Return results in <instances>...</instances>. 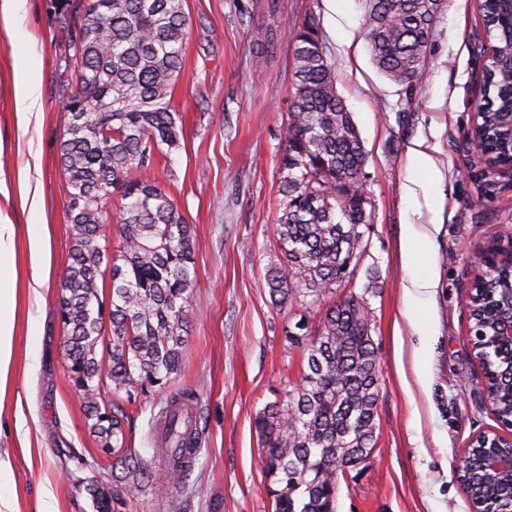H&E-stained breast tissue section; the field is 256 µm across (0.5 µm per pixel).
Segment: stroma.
Returning a JSON list of instances; mask_svg holds the SVG:
<instances>
[{"instance_id": "stroma-1", "label": "stroma", "mask_w": 512, "mask_h": 512, "mask_svg": "<svg viewBox=\"0 0 512 512\" xmlns=\"http://www.w3.org/2000/svg\"><path fill=\"white\" fill-rule=\"evenodd\" d=\"M190 18L185 64L172 94L183 116L180 146L139 179L175 201L194 230L197 282L186 324L182 370L129 407L132 446L151 460V476L132 486L113 480L60 348L57 289L68 264V188L59 145L75 60L73 17L55 0H26L0 16V213L18 226L43 225L52 274L41 304L30 294L26 235L18 233L12 276L18 319L7 393L0 401V448L9 449L19 512H36L51 489L57 512H93L91 486L103 487L112 512H272L262 475L256 415L296 385L306 361L285 329L319 317L272 304L267 274L285 258L274 231L281 196L279 164L291 110L292 42L285 33L267 60L256 44L276 13L282 27L316 18L336 70V86L366 150L360 175L373 224L345 284L363 296L382 367L375 451L342 481L337 512H472L457 461L497 421L480 399L478 362L464 296L483 274L491 246L512 241V171L488 168L471 138L482 67L491 49L479 0H444L425 80L392 83L373 65L364 36L366 0H345L331 28L324 0H183ZM357 43L346 46L347 32ZM38 52L41 110L24 120L14 76ZM434 147L444 180L434 192L443 221L430 225L433 247L417 257L436 286L424 330L410 320L402 262L409 208L402 194L411 140ZM38 168L41 205L23 208L19 176ZM43 352L33 367L31 349ZM191 391L201 433L196 459L175 494L158 491L166 469L159 426L174 393Z\"/></svg>"}]
</instances>
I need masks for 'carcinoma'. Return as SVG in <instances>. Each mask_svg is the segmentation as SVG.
<instances>
[{"mask_svg":"<svg viewBox=\"0 0 512 512\" xmlns=\"http://www.w3.org/2000/svg\"><path fill=\"white\" fill-rule=\"evenodd\" d=\"M442 0H370L365 36L377 70L393 83L412 86L426 75L430 38ZM75 14L70 49L74 89L60 143L68 187L70 262L62 276L58 316L62 351L80 395L89 429L101 448H118L121 479L139 483L151 462L129 447L124 402L136 388L166 384L180 370L184 327L196 281L193 229L170 195L154 182L131 181L163 151L179 147L178 114L171 106L179 79L189 19L183 0H58ZM485 33L495 41L483 75L482 145L512 159V140L498 133L499 116L512 113V23L497 0L482 4ZM281 28L272 24L259 54L273 52ZM292 111L280 163L284 196L276 235L285 266L268 274L273 301L305 305L342 287L350 260L365 249L372 224L360 173L363 141L336 88L318 24L292 27ZM119 207L118 249L104 228L114 192ZM111 272L112 300L102 315L99 277ZM512 289L502 267L475 279L470 313L476 354L486 376L485 397L495 416L512 427L506 374L512 357L489 345L498 304ZM285 330L303 347L307 371L284 400L255 419L262 472L273 512H336L340 478L373 453L380 362L364 298L350 293L332 302L315 335ZM126 397H121V394ZM173 396L162 442L178 451L170 479L191 470L200 433L184 401ZM473 503L512 512V494L492 496L479 473Z\"/></svg>","mask_w":512,"mask_h":512,"instance_id":"obj_1","label":"carcinoma"}]
</instances>
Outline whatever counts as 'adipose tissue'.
Returning a JSON list of instances; mask_svg holds the SVG:
<instances>
[{
	"mask_svg": "<svg viewBox=\"0 0 512 512\" xmlns=\"http://www.w3.org/2000/svg\"><path fill=\"white\" fill-rule=\"evenodd\" d=\"M408 176L402 185L405 199L418 203L419 199H431L433 191L442 180L443 174L433 157L424 146L423 140H413L407 151ZM406 241L403 246V260L408 273L407 297L411 322L421 326L422 308L427 302L435 281L430 274L418 270L415 264L417 252L430 250L433 241L430 235L420 231L412 217H405ZM17 227L0 215V396L4 395L13 358L14 338L17 325L16 290L11 279L15 265V239ZM47 236L43 225L27 227V246L31 262V295L33 301H40L41 288L49 280L51 269L45 259Z\"/></svg>",
	"mask_w": 512,
	"mask_h": 512,
	"instance_id": "obj_1",
	"label": "adipose tissue"
}]
</instances>
